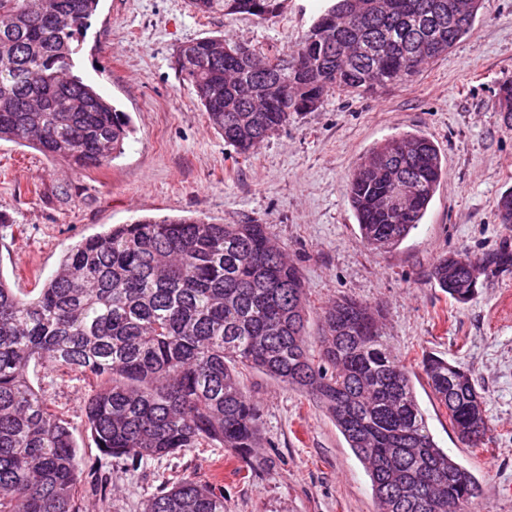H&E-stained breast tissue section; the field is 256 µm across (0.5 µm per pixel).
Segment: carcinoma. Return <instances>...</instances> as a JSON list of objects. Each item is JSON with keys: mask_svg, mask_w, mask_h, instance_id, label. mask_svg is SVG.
I'll return each mask as SVG.
<instances>
[{"mask_svg": "<svg viewBox=\"0 0 512 512\" xmlns=\"http://www.w3.org/2000/svg\"><path fill=\"white\" fill-rule=\"evenodd\" d=\"M99 0H0V141L76 167L124 152L126 113L73 72ZM286 57L222 36L182 44L174 68L210 126L249 155L294 113L335 91H373L412 80L472 33L482 0H331ZM203 15L270 20L282 0H190ZM512 129V81L499 87ZM445 166L437 146L405 133L374 148L347 183L360 239L399 245L426 214ZM410 195L389 203L398 187ZM512 224V192L497 201ZM487 276L512 272V241L437 259L431 277L453 300L475 292L462 263ZM298 267L266 224H215L197 216L140 217L84 238L33 292L0 274V512H83L79 487L106 500L112 478L85 463L69 423L35 389L31 367L95 381L84 426L105 456L137 467L190 448L250 458L260 414L242 371L303 392L336 423L365 464L378 512H476L482 486L439 448L410 371L384 332L382 309L349 296L324 308L317 353L305 334ZM422 371L462 441L491 422L471 370L434 353ZM143 512H224V493L183 479L151 494Z\"/></svg>", "mask_w": 512, "mask_h": 512, "instance_id": "obj_1", "label": "carcinoma"}]
</instances>
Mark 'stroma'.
<instances>
[{
	"label": "stroma",
	"mask_w": 512,
	"mask_h": 512,
	"mask_svg": "<svg viewBox=\"0 0 512 512\" xmlns=\"http://www.w3.org/2000/svg\"><path fill=\"white\" fill-rule=\"evenodd\" d=\"M326 4L283 0L277 17L260 21L204 17L190 0H100L75 72L127 112L133 132L124 154L98 169L0 142V212L10 218L0 225V273L12 287L33 290L68 247L142 216L268 225L300 270L309 338L317 339L322 309L338 297L380 307L385 335L415 374L435 441L479 480L488 512H512V273L489 279L464 303L429 278L446 252L479 254L512 238V226L495 215L497 199L512 189V130L497 96L512 80V0H483L472 33L412 81L329 95L239 156L179 79L176 48L221 35L283 56ZM404 133L431 138L446 172L419 228L398 247L374 252L360 241L347 179L373 148ZM426 352L473 371L492 424L482 447L460 442L433 398L420 366ZM30 378L64 415L86 461L112 474L111 499L85 495L84 512H143L162 483L186 477L222 490L225 512H377L366 469L335 423L260 372L243 374L261 415L256 457L192 448L132 472L111 466L84 428L88 380L40 368Z\"/></svg>",
	"instance_id": "stroma-1"
}]
</instances>
